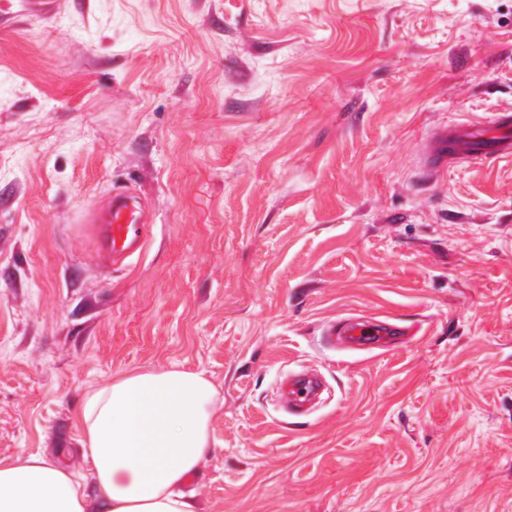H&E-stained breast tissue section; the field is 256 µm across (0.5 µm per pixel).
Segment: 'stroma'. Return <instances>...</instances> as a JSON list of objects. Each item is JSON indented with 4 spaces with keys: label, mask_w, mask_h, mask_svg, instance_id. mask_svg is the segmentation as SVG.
Returning <instances> with one entry per match:
<instances>
[{
    "label": "stroma",
    "mask_w": 512,
    "mask_h": 512,
    "mask_svg": "<svg viewBox=\"0 0 512 512\" xmlns=\"http://www.w3.org/2000/svg\"><path fill=\"white\" fill-rule=\"evenodd\" d=\"M497 113L512 0H0V457L86 474L85 391L176 364L198 512H512V159L424 160ZM115 189L116 265L77 224ZM85 223L95 242L97 254L121 260L140 253L145 243L143 209L128 191H113L106 206L91 211ZM400 327L387 321L350 322L346 325L344 336L356 345H382L393 336L400 335Z\"/></svg>",
    "instance_id": "obj_1"
}]
</instances>
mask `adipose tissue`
Segmentation results:
<instances>
[{
    "mask_svg": "<svg viewBox=\"0 0 512 512\" xmlns=\"http://www.w3.org/2000/svg\"><path fill=\"white\" fill-rule=\"evenodd\" d=\"M216 387L179 365L118 374L83 396L87 479L41 454L0 458V512H197L182 488L211 453Z\"/></svg>",
    "mask_w": 512,
    "mask_h": 512,
    "instance_id": "adipose-tissue-1",
    "label": "adipose tissue"
}]
</instances>
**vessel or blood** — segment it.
<instances>
[{"instance_id": "b4317fda", "label": "vessel or blood", "mask_w": 512, "mask_h": 512, "mask_svg": "<svg viewBox=\"0 0 512 512\" xmlns=\"http://www.w3.org/2000/svg\"><path fill=\"white\" fill-rule=\"evenodd\" d=\"M512 157V116L500 114L486 122H457L444 127L426 152L431 170L447 169L458 159L489 160ZM96 250L117 260L140 253L145 243L143 209L128 191L113 192L106 206L87 218ZM398 325L387 322H351L344 334L353 344L382 345L399 335Z\"/></svg>"}]
</instances>
